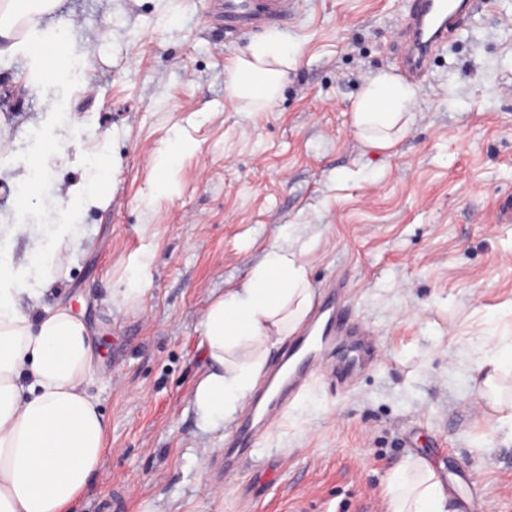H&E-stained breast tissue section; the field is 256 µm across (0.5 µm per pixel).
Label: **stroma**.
<instances>
[{
	"mask_svg": "<svg viewBox=\"0 0 512 512\" xmlns=\"http://www.w3.org/2000/svg\"><path fill=\"white\" fill-rule=\"evenodd\" d=\"M290 2L282 35L299 52L260 112L230 90L260 34L226 35L220 0H62L44 24H74V55L86 35L94 55L50 86L53 113L23 60L0 59V167L43 171L21 206L0 180V219L81 234L41 298L87 326L108 425L75 512H388L387 478L410 456L447 485L450 512L472 498V512H512V432L479 407L468 343L512 336V223L495 219L512 196V0H475L389 149L356 135L353 112L370 80L398 73L408 0ZM76 183L103 186L106 204L71 201ZM274 243L306 249L315 294L347 284L378 357L350 386L306 384L228 470L232 422L204 426L192 403L201 320ZM144 248L147 296L108 305Z\"/></svg>",
	"mask_w": 512,
	"mask_h": 512,
	"instance_id": "35a3bbf8",
	"label": "stroma"
}]
</instances>
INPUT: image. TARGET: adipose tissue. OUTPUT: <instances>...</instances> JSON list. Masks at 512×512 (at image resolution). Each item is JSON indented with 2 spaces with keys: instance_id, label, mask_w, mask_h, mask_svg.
I'll return each instance as SVG.
<instances>
[{
  "instance_id": "1",
  "label": "adipose tissue",
  "mask_w": 512,
  "mask_h": 512,
  "mask_svg": "<svg viewBox=\"0 0 512 512\" xmlns=\"http://www.w3.org/2000/svg\"><path fill=\"white\" fill-rule=\"evenodd\" d=\"M60 0H0V58L23 56L28 85L43 111H55L47 85L72 60L75 26L45 27L43 15ZM26 31H18V23ZM290 49L276 32L235 57L231 91L259 111L275 99L286 76ZM415 88L380 75L355 104L353 124L370 145L392 147L408 131ZM23 234L35 248L22 252L7 241ZM73 224L0 225V512H72L96 477L106 451L107 422L88 391L95 356L83 321L71 309L39 304L41 284L67 266L78 241ZM150 249L133 261V274L110 301L119 307L142 302L150 286ZM305 253L280 245L239 287L214 298L201 321L200 345L207 367L193 391L204 424L219 425L256 389L273 348L294 334L312 310ZM477 371L484 407L512 427V396L497 379L512 367V340L481 342ZM389 512H448V494L424 460L400 463L388 478Z\"/></svg>"
}]
</instances>
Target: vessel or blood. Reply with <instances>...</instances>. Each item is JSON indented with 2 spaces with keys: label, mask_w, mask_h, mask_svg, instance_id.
Returning a JSON list of instances; mask_svg holds the SVG:
<instances>
[{
  "label": "vessel or blood",
  "mask_w": 512,
  "mask_h": 512,
  "mask_svg": "<svg viewBox=\"0 0 512 512\" xmlns=\"http://www.w3.org/2000/svg\"><path fill=\"white\" fill-rule=\"evenodd\" d=\"M473 0H411L400 29L398 68L406 78L421 81L433 57L472 14ZM288 19V0H224V31L233 35L258 22L283 23ZM344 283L331 284L319 299L311 323L321 329V347L309 346L308 332L288 345L268 376L272 391H260L232 435L233 453L225 467H233L253 447L263 426L294 397L320 367L328 365L338 345L346 354L336 367L337 383H352L375 358V344L367 329L348 314Z\"/></svg>",
  "instance_id": "b4317fda"
}]
</instances>
